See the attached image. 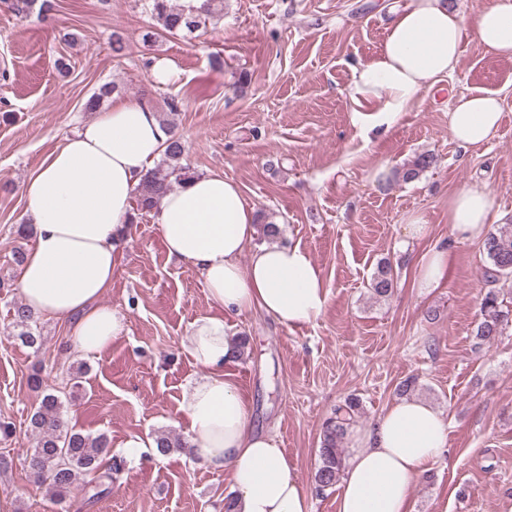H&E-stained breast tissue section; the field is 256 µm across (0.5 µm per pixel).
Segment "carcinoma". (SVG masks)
<instances>
[{
    "label": "carcinoma",
    "instance_id": "cac0c4a2",
    "mask_svg": "<svg viewBox=\"0 0 512 512\" xmlns=\"http://www.w3.org/2000/svg\"><path fill=\"white\" fill-rule=\"evenodd\" d=\"M17 13L29 14L38 10V18L46 20L53 10L52 0H4ZM215 2L208 0L200 13H188L171 5V0H147V8L156 21V31L144 35L149 40L158 35L173 36L191 33L214 17ZM186 147L182 138L174 134L167 141L162 163L147 171L136 189L135 207L131 222L154 209L158 200L176 185H183L196 177V172L182 164ZM434 164V156L422 153L402 170V179L413 181ZM487 259L483 275L486 281L495 282L501 277H512V225L505 224L489 232L483 242ZM394 279L390 262L383 261L369 283V291L379 298H387L393 292ZM481 319L477 325V344H490L501 335L509 312L503 309L497 293L490 289L481 299ZM17 337L26 346L40 350L43 337L38 330L34 314L22 303H14L9 309ZM40 398L28 414V428L35 439V446L26 455L25 467L34 480L48 486L62 497L78 487L82 476L100 473L98 482L86 491L88 501L94 503L107 496L112 489L113 475L125 467V460L112 456L108 468H102L103 456L108 448L107 437L84 435L68 427L64 405L58 390L43 386L42 378L30 379ZM360 412L359 399L348 397L336 405L332 415L325 419L319 448V462L314 474L316 489L324 491L336 486L344 467V442L349 427ZM157 451L166 455L173 448L183 447L180 438L158 434L155 438Z\"/></svg>",
    "mask_w": 512,
    "mask_h": 512
}]
</instances>
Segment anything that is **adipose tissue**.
<instances>
[{"instance_id":"1","label":"adipose tissue","mask_w":512,"mask_h":512,"mask_svg":"<svg viewBox=\"0 0 512 512\" xmlns=\"http://www.w3.org/2000/svg\"><path fill=\"white\" fill-rule=\"evenodd\" d=\"M468 33L511 59L512 0H485L469 24L448 0H412L394 9L377 55L353 71L350 98L379 100L381 114L398 116L417 94L439 89L456 71ZM501 117L500 101L490 93L463 92L450 101V131L466 147L491 140ZM169 137L150 103L115 99L66 137L21 187L35 244L20 267V295L33 313L71 321L70 342L79 351H101L125 332L124 316L99 300L112 285L117 250L129 233L134 191ZM493 209L482 184L451 195L453 237L484 238ZM153 213L169 257L195 268L224 311L197 318L183 344L202 370L179 405L192 457L228 472L233 512H309L295 465L274 436L254 430L251 410L226 370L241 350L226 319L258 310L287 326L316 320L327 299L320 270L300 246L256 245L255 211L224 174L200 176L167 193ZM449 255L447 245L438 244L420 257V292H433L447 279ZM447 446L442 412L419 398L399 400L373 423L351 428L337 512H411L412 488Z\"/></svg>"}]
</instances>
